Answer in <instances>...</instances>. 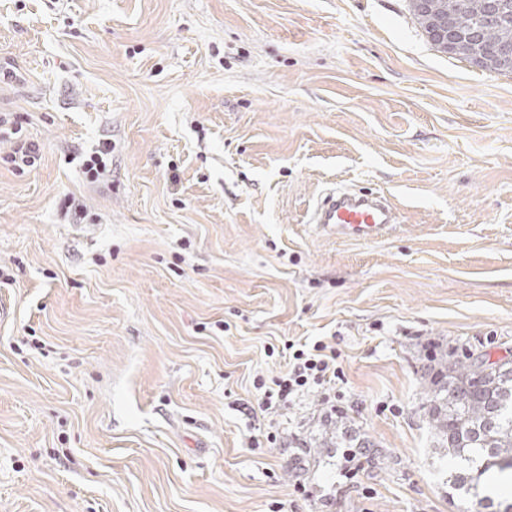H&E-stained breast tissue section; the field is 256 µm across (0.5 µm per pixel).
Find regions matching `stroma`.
Instances as JSON below:
<instances>
[{
	"label": "stroma",
	"instance_id": "1",
	"mask_svg": "<svg viewBox=\"0 0 512 512\" xmlns=\"http://www.w3.org/2000/svg\"><path fill=\"white\" fill-rule=\"evenodd\" d=\"M1 63L39 158L0 164V512H473L426 395L433 361L512 362V75L408 0H0ZM333 187L396 231L321 234ZM319 339L342 416L258 411L284 342ZM419 1L420 0H409V10L414 15L417 23L428 34V18L422 10L423 7V9L428 11L429 14L434 15V20H430V22H433L428 34L431 41L438 45V48L441 47V50L455 49L458 42L457 29L452 24L448 23L447 25L443 19L437 16L436 12L443 10L441 7H439L441 4L436 3L434 0H426L431 2L423 3L421 7V5L418 3ZM110 162H112V142L100 141L97 148L83 159V172L90 182L104 181L110 173ZM359 454L361 453L357 451V448H348L344 450V465L342 473L348 481L346 486L357 489L356 491L359 492L363 499L370 500L373 498V491L370 487L363 486L361 475L364 471V466L358 457Z\"/></svg>",
	"mask_w": 512,
	"mask_h": 512
}]
</instances>
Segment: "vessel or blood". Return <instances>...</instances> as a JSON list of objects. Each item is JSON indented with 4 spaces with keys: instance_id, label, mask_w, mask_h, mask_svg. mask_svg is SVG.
<instances>
[{
    "instance_id": "vessel-or-blood-1",
    "label": "vessel or blood",
    "mask_w": 512,
    "mask_h": 512,
    "mask_svg": "<svg viewBox=\"0 0 512 512\" xmlns=\"http://www.w3.org/2000/svg\"><path fill=\"white\" fill-rule=\"evenodd\" d=\"M323 233L340 238L372 240L395 224L392 208L379 198L346 190H330L310 218Z\"/></svg>"
}]
</instances>
